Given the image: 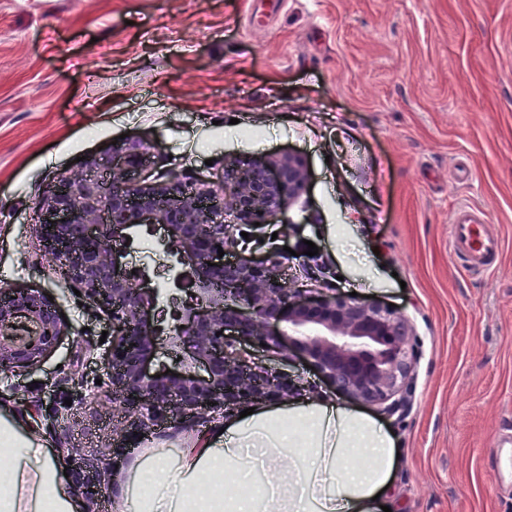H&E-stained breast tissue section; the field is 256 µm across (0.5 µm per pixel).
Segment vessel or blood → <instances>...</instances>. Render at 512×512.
Returning a JSON list of instances; mask_svg holds the SVG:
<instances>
[{"mask_svg":"<svg viewBox=\"0 0 512 512\" xmlns=\"http://www.w3.org/2000/svg\"><path fill=\"white\" fill-rule=\"evenodd\" d=\"M454 254L461 259L464 270L487 271L501 252L500 239L486 224L482 212L470 204L458 205L450 228Z\"/></svg>","mask_w":512,"mask_h":512,"instance_id":"vessel-or-blood-1","label":"vessel or blood"}]
</instances>
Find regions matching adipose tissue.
I'll return each instance as SVG.
<instances>
[{"label":"adipose tissue","instance_id":"ef3b65f1","mask_svg":"<svg viewBox=\"0 0 512 512\" xmlns=\"http://www.w3.org/2000/svg\"><path fill=\"white\" fill-rule=\"evenodd\" d=\"M397 449L339 403L258 407L214 423L176 459L152 452L116 512H382ZM55 459L0 420V512H76Z\"/></svg>","mask_w":512,"mask_h":512}]
</instances>
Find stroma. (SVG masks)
Wrapping results in <instances>:
<instances>
[{
  "mask_svg": "<svg viewBox=\"0 0 512 512\" xmlns=\"http://www.w3.org/2000/svg\"><path fill=\"white\" fill-rule=\"evenodd\" d=\"M0 0V287L38 288L71 325L30 372L0 371V412L65 465L94 459L119 496L143 452L188 446L210 423L183 416L126 439L133 412L102 384L111 330L55 273L34 232L38 202L120 135L142 140L137 180L187 174L221 190L224 162L301 156L310 180L246 251L279 252L287 279L375 296L421 342L411 409L377 414L400 453L395 512H512V0ZM481 207L502 239L488 272L453 254L456 205ZM158 229L123 248L148 286L172 284ZM318 247L305 255L306 242ZM301 399L330 395L304 361L258 346ZM83 385L71 381L73 372Z\"/></svg>",
  "mask_w": 512,
  "mask_h": 512,
  "instance_id": "35a3bbf8",
  "label": "stroma"
}]
</instances>
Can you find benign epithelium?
Here are the masks:
<instances>
[{
    "mask_svg": "<svg viewBox=\"0 0 512 512\" xmlns=\"http://www.w3.org/2000/svg\"><path fill=\"white\" fill-rule=\"evenodd\" d=\"M146 153L130 139L112 148L116 162L101 174L64 179L40 202L35 233L63 276L108 319L112 340L104 358L113 400L140 412L139 425L185 410L227 411L295 394L286 375L247 359L244 345L263 343L279 357L299 352L333 390L388 416L408 411L420 343L405 316L377 301L331 291L314 297L284 281L278 260L226 262L218 248L235 232L266 225L303 194L305 161L294 154L252 156L224 164L221 193L196 189L171 171L159 181L131 172ZM143 224H161L162 246L176 257L173 282L189 281L192 302L169 329V344L188 353L176 373L150 371L157 336L152 312L167 297L145 288L123 263L126 241ZM70 332L56 302L28 288L0 287V369L38 368ZM75 483L93 498L97 463L67 455Z\"/></svg>",
    "mask_w": 512,
    "mask_h": 512,
    "instance_id": "1",
    "label": "benign epithelium"
}]
</instances>
